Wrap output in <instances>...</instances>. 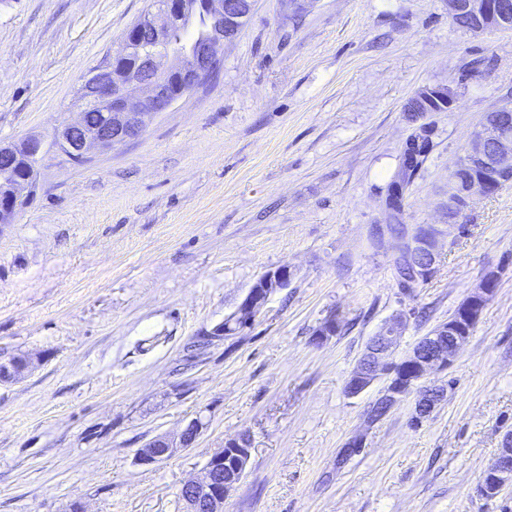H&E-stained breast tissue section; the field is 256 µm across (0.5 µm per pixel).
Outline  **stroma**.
<instances>
[{
    "label": "stroma",
    "mask_w": 512,
    "mask_h": 512,
    "mask_svg": "<svg viewBox=\"0 0 512 512\" xmlns=\"http://www.w3.org/2000/svg\"><path fill=\"white\" fill-rule=\"evenodd\" d=\"M151 0H0V143L48 147L30 202L0 226V512H185L225 441L247 437L224 512H512L477 487L512 432V184L448 216V182L484 114L512 107V31L473 34L446 0H255L216 71L142 134L77 164L51 147L83 77L120 50ZM453 93L412 121L408 99ZM430 152L401 223L434 232L435 272L404 292L387 187L409 136ZM288 267L253 324L223 339L266 273ZM493 296L413 426L377 421L385 383L347 378L368 340L408 317L398 351L483 277ZM341 333L316 343L329 316ZM195 444L143 465L191 421ZM360 441L359 452L346 446Z\"/></svg>",
    "instance_id": "1"
}]
</instances>
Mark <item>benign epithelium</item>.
<instances>
[{"instance_id": "1", "label": "benign epithelium", "mask_w": 512, "mask_h": 512, "mask_svg": "<svg viewBox=\"0 0 512 512\" xmlns=\"http://www.w3.org/2000/svg\"><path fill=\"white\" fill-rule=\"evenodd\" d=\"M448 17L465 15L473 20L469 31L488 29L512 30V12L495 10L490 0H447ZM205 11L210 21L207 41L187 42V47L174 50L168 44V33ZM249 13L232 6L229 0H153L140 22L130 28L123 48L112 55L109 63L88 74L78 91L79 119L53 134V145L70 160L85 161L90 154L111 149L134 139L143 131L153 115L165 111L195 89L214 69L224 42L233 40L241 31ZM104 108L102 120L92 126L86 114ZM44 153V141L29 137L17 144H0V225L10 224L25 207L37 181V165ZM457 168L476 172L464 182L450 178L448 208L465 209L476 195L493 194V187L512 181V127L488 118L482 123L471 147L459 160ZM417 254L421 284L431 276L435 264V242L430 238L419 244ZM290 280L286 268L269 272L249 289L235 314L216 325L213 337H225L247 327L270 294L285 288ZM497 274L491 272L478 288L471 291L447 321L438 325L418 341L402 357L396 350L407 317L400 313L366 345L346 382V392L357 396L371 387L381 376L387 383L378 401L392 408L404 398L414 396L413 422L422 423L447 395L445 385H426L433 372L450 367L470 330L492 297ZM32 369L23 358L0 361L6 379H20ZM202 425L189 423L178 438H156L137 453L143 465H152L172 457L177 451L191 447ZM251 455L245 437L227 441L224 448L210 456L202 472L187 481L186 512H224V500L242 478ZM512 483V436L503 441L496 462L483 475L478 493L485 499L495 498Z\"/></svg>"}]
</instances>
